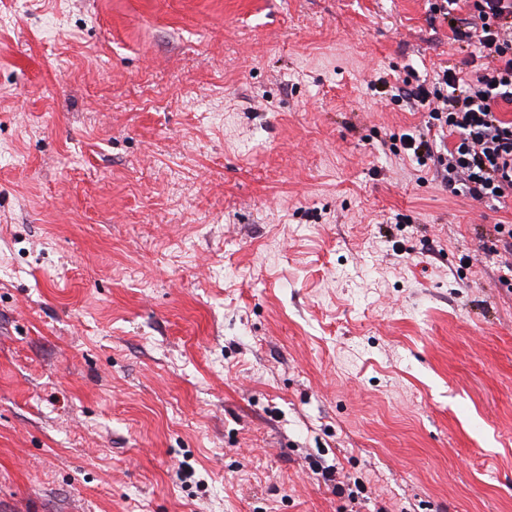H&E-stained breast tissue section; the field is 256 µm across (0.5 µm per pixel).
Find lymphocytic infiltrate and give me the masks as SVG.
<instances>
[{"mask_svg": "<svg viewBox=\"0 0 512 512\" xmlns=\"http://www.w3.org/2000/svg\"><path fill=\"white\" fill-rule=\"evenodd\" d=\"M467 16L454 13L450 0L436 11L447 18L457 40L474 42L485 63L464 79L444 69L432 85L403 81L398 99L426 107L422 132L400 149L419 166L433 168L449 191L488 202L512 196V121L501 119L498 102L512 103V0H469ZM456 141L438 147L435 131Z\"/></svg>", "mask_w": 512, "mask_h": 512, "instance_id": "obj_1", "label": "lymphocytic infiltrate"}]
</instances>
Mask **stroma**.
I'll return each mask as SVG.
<instances>
[{"instance_id": "35a3bbf8", "label": "stroma", "mask_w": 512, "mask_h": 512, "mask_svg": "<svg viewBox=\"0 0 512 512\" xmlns=\"http://www.w3.org/2000/svg\"><path fill=\"white\" fill-rule=\"evenodd\" d=\"M434 2L0 0V512H512V206L372 88L480 67Z\"/></svg>"}]
</instances>
